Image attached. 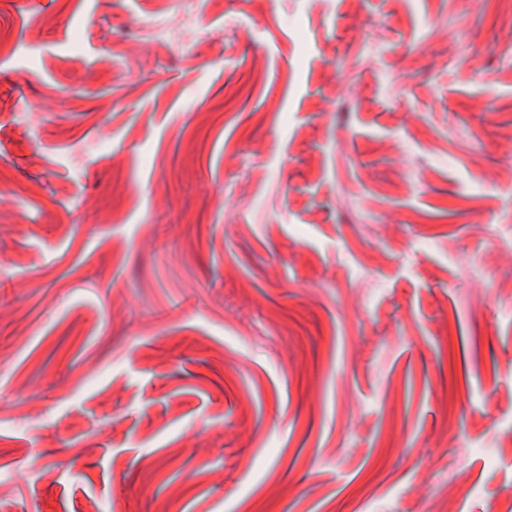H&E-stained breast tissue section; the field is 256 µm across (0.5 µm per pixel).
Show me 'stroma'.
<instances>
[{
	"label": "stroma",
	"instance_id": "obj_1",
	"mask_svg": "<svg viewBox=\"0 0 512 512\" xmlns=\"http://www.w3.org/2000/svg\"><path fill=\"white\" fill-rule=\"evenodd\" d=\"M507 29L0 0V512H507Z\"/></svg>",
	"mask_w": 512,
	"mask_h": 512
}]
</instances>
